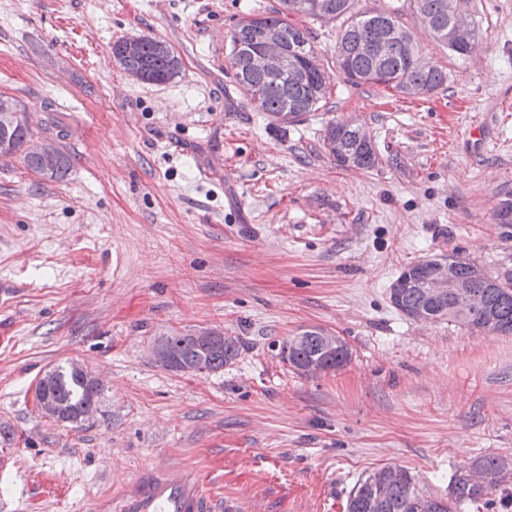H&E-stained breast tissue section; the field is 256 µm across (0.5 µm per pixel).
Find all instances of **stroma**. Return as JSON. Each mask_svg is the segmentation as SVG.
<instances>
[{
  "mask_svg": "<svg viewBox=\"0 0 512 512\" xmlns=\"http://www.w3.org/2000/svg\"><path fill=\"white\" fill-rule=\"evenodd\" d=\"M480 47L459 59L410 0L397 11L448 83L421 96L345 82L333 21H314L323 107L284 128L233 79L232 28L279 0H0V94L42 130L62 115L72 158L53 181L0 163V512H92L154 462L203 470L237 512H345L386 465L446 495L453 471L512 460V336L414 322L389 301L406 266L457 253L512 270L492 213L512 193V0H470ZM156 36L181 56L166 84L129 79L115 41ZM354 119L380 164L344 169L326 123ZM341 337L342 367L299 374L278 344ZM224 331L217 374L156 366L155 337ZM80 362L104 391L71 429L35 387Z\"/></svg>",
  "mask_w": 512,
  "mask_h": 512,
  "instance_id": "stroma-1",
  "label": "stroma"
}]
</instances>
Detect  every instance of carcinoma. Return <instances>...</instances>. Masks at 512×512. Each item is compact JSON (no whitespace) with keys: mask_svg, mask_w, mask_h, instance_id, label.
Wrapping results in <instances>:
<instances>
[{"mask_svg":"<svg viewBox=\"0 0 512 512\" xmlns=\"http://www.w3.org/2000/svg\"><path fill=\"white\" fill-rule=\"evenodd\" d=\"M335 19L340 21L336 40V63L339 73L354 86H379L406 95L429 94L448 82V72L426 60L413 35L396 17L384 11H360L355 0H326ZM447 0H413L420 19L428 25L436 40L453 54L469 56L479 41L474 34L464 45L448 41ZM301 0H281L286 14L307 20L320 16L300 7ZM274 27L290 43L299 47L296 63L305 69L303 78H275L248 71L247 50L259 38L264 27ZM312 31L306 25L287 23L279 16L251 13L241 19L230 33L229 58L239 89L249 98L257 112L276 121L279 114L290 115L295 124L321 108L329 89V76L319 63H310L305 55L314 53ZM125 69H142L147 83L163 84L174 80L182 71L180 55L166 41L152 36L141 37L139 55L116 59ZM34 137L30 116L8 119L0 111V139L6 138L20 146ZM322 146L336 164L347 169L371 170L380 162L379 151L370 131L355 120L331 121L324 130ZM58 162L51 179L61 180L71 167V155L58 148ZM454 273L466 288L482 299V306L470 308L459 294L442 298L429 297L424 288L429 259H422L402 269L397 279L404 287L389 289L391 304L408 318L422 313L435 320H448L480 332L502 336L512 335V273L477 279L473 264L459 256ZM303 340L289 337L279 343L278 356L297 370L311 362L319 371L335 370L350 358L347 345L341 340L330 344L320 329L301 331ZM166 360L160 364L173 373H219L234 362L240 352L237 338L226 336L203 347L194 335L180 332L165 334ZM102 389L91 383L88 374L72 365L58 366L44 374L37 384L36 398L48 397L59 410L60 422L73 428L82 427L88 412L98 408ZM512 481V463L502 457L484 456L458 467L448 483V496L439 497L420 489L410 472L400 466H385L359 479L346 504L347 512H460L468 505L495 507L493 490Z\"/></svg>","mask_w":512,"mask_h":512,"instance_id":"1","label":"carcinoma"}]
</instances>
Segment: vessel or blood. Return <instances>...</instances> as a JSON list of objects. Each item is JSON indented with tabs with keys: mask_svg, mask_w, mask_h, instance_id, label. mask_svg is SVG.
I'll return each mask as SVG.
<instances>
[{
	"mask_svg": "<svg viewBox=\"0 0 512 512\" xmlns=\"http://www.w3.org/2000/svg\"><path fill=\"white\" fill-rule=\"evenodd\" d=\"M112 512H216L217 498L193 468L157 463L141 470L111 504Z\"/></svg>",
	"mask_w": 512,
	"mask_h": 512,
	"instance_id": "vessel-or-blood-1",
	"label": "vessel or blood"
}]
</instances>
